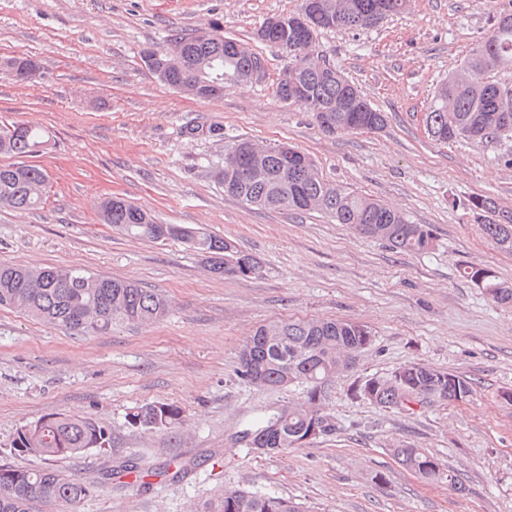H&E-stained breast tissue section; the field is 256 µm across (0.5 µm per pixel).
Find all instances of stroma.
I'll return each mask as SVG.
<instances>
[{
	"label": "stroma",
	"instance_id": "stroma-1",
	"mask_svg": "<svg viewBox=\"0 0 512 512\" xmlns=\"http://www.w3.org/2000/svg\"><path fill=\"white\" fill-rule=\"evenodd\" d=\"M299 0H0V58L29 55L40 71L20 84L0 74V125L46 129L39 156L51 189L31 211L0 207V265L77 268L131 280L167 298L161 323L76 335L0 307V464L40 469L13 450L20 426L56 415L98 420L112 434L57 460L93 483L76 512H201L245 489L292 500L303 512H512V307L461 277L491 267L512 284V252L474 221L478 195L512 210V140L435 142L424 116L438 85L487 37L512 0H412L363 29L325 31L316 43L386 116L378 132L326 135L312 113L280 100L282 49L256 41L267 18ZM219 21L266 60L250 83L202 100L161 83L144 49ZM222 127V136L210 135ZM195 128L194 137L184 134ZM288 143L330 183L368 195L431 228L423 253L393 250L321 213L258 210L210 176L237 139ZM119 196L160 224H194L255 255L252 277H220L177 241L154 243L102 223ZM276 319L368 325L373 344L328 384L336 432L298 448L256 453L241 434L301 401L302 387L266 391L238 374L254 330ZM422 363L467 377L472 395L409 414L356 398L358 381ZM151 403L182 410L151 433L128 415ZM405 443L454 470L462 490L423 478L393 455ZM119 460L152 470L147 483L101 482ZM185 468L184 477L169 474Z\"/></svg>",
	"mask_w": 512,
	"mask_h": 512
}]
</instances>
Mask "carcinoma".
Here are the masks:
<instances>
[{
    "label": "carcinoma",
    "instance_id": "cac0c4a2",
    "mask_svg": "<svg viewBox=\"0 0 512 512\" xmlns=\"http://www.w3.org/2000/svg\"><path fill=\"white\" fill-rule=\"evenodd\" d=\"M325 21L324 30H353L370 26L369 15L384 9L389 16L404 13V0H320ZM504 17L512 18V10L499 13L486 40L464 59L460 73L448 77L436 89L425 113L429 136L437 142H453L467 138L487 142L511 137L512 127H503L498 111V96L512 93V87L490 79L486 66L490 51L500 58L499 68H512V24L501 25ZM208 31L211 37L200 40L196 32L171 39L170 46L158 51V59L148 65L162 83L198 99L223 95L224 81L242 82L260 54L242 46L237 55L226 53L232 38L224 35L215 22ZM288 51V72L304 88L294 100L320 120L319 112L329 116L340 133L361 132L366 127L383 128L386 116L373 108L364 94L346 100L345 84L349 80L338 75L336 81L323 79L317 70L319 52L315 38L299 28L283 32ZM39 66L30 56H11L0 60V72L17 81L35 78ZM47 143L45 132L28 125L11 130L0 126V155L29 157ZM278 146L250 144L248 156L240 158L235 147L224 156V165L213 170L215 181L224 193L257 209H288L304 213L319 210L338 224H348L366 237L378 238L392 248L409 253L428 250L433 236L428 226L410 222L402 213L364 194L347 191L327 182L309 155L296 170L281 173ZM254 167L250 180L236 182L231 175L241 163ZM50 189L47 171L24 162L0 164V206L17 210H33L43 203ZM470 212L482 224L483 231L501 249L512 251V211L498 209L495 201L477 196L470 202ZM101 221L134 238L155 242L179 241L201 256L213 259V270L226 277L260 274L262 265L250 253L236 248L228 239L218 237L189 224H159L145 209L119 197L100 202ZM37 267L0 265V307L10 308L49 326H61L81 335L108 334L117 324H134L149 328L161 322L169 312V303L160 294L139 283L105 275L89 274L72 268L55 267V276L43 281L31 275ZM463 277L482 280L483 292L494 302L512 304V286L498 279L494 271L474 265L462 266ZM268 326L277 335L262 336L257 328L247 340L253 346V365L240 364L239 376L251 385L261 378L258 388H283V374L292 378L290 385L306 388V399L288 407V414L264 416L250 427L265 434L270 451L305 444L312 421L321 426V435L335 433L336 423L321 409L325 386L339 372L352 367L356 356L368 348L373 334L366 325L354 321L327 319L274 320ZM471 382L464 376L437 370L420 363L395 368L386 377H370L357 384L354 395L386 409L410 410L407 402L416 400L425 407L434 403H452L467 399ZM181 410L168 403L146 404L129 414V423L145 430L171 428L180 423ZM11 446L19 453L44 457L49 462L75 456L90 449L111 447L108 429L90 417L65 414L26 425L16 431ZM404 467L422 477L444 480L455 490L460 480L445 473L439 463L420 449L404 446L394 449ZM110 477H134L140 482L143 472L135 464L123 462L110 470ZM90 493L89 484L67 476L50 465L39 470L0 465V512H34L37 502L54 503L69 510ZM220 512H301L298 504L275 495L257 494L234 489L224 492Z\"/></svg>",
    "mask_w": 512,
    "mask_h": 512
}]
</instances>
